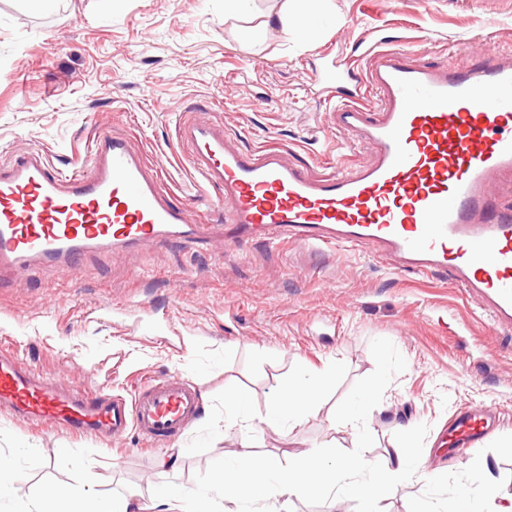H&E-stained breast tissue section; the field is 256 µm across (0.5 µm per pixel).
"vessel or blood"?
Instances as JSON below:
<instances>
[{
  "label": "vessel or blood",
  "mask_w": 512,
  "mask_h": 512,
  "mask_svg": "<svg viewBox=\"0 0 512 512\" xmlns=\"http://www.w3.org/2000/svg\"><path fill=\"white\" fill-rule=\"evenodd\" d=\"M373 58L371 82L382 95L373 106L354 68L326 65L318 74L338 99L337 126L377 147L362 169L316 179L276 148H230L223 126L181 125L203 184L223 187L225 241L374 248L399 271L448 274L494 326L512 329V210L493 194L494 186L512 187V53L487 46L468 71L435 70L396 48ZM213 231L167 199L119 135H98L84 170H55L36 147L0 165V269L19 276L37 262L73 275L87 253ZM94 380L45 379L0 347V406L27 426L51 423L76 438L116 443L134 431L161 448L191 426L201 405L199 388L180 377L150 379L129 398L94 392ZM491 418L484 407L455 412L448 447H477Z\"/></svg>",
  "instance_id": "1"
}]
</instances>
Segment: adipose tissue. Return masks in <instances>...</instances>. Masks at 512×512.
Here are the masks:
<instances>
[{
	"instance_id": "obj_1",
	"label": "adipose tissue",
	"mask_w": 512,
	"mask_h": 512,
	"mask_svg": "<svg viewBox=\"0 0 512 512\" xmlns=\"http://www.w3.org/2000/svg\"><path fill=\"white\" fill-rule=\"evenodd\" d=\"M320 397V385L299 381L277 400L275 413L265 423L272 428L299 424L318 413ZM419 473L420 462L405 443L380 460L353 454L329 462L316 451H302L293 454L285 468L277 458L260 457L245 448L232 470L214 473L202 490L191 492L169 485L160 500L165 512H215V504L227 499L264 502L269 504V512H278V502L306 497L322 487L358 499L364 506L363 512H379L377 505L387 487L411 481ZM463 498L492 507L493 512H512V498L501 496L497 483L483 465L473 471L464 492L449 493L450 503ZM52 502L59 512H141L136 491L109 496L70 487L55 488L47 500L20 496L18 512H49Z\"/></svg>"
}]
</instances>
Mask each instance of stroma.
<instances>
[{
  "instance_id": "35a3bbf8",
  "label": "stroma",
  "mask_w": 512,
  "mask_h": 512,
  "mask_svg": "<svg viewBox=\"0 0 512 512\" xmlns=\"http://www.w3.org/2000/svg\"><path fill=\"white\" fill-rule=\"evenodd\" d=\"M287 0H0V163L28 147L52 165L77 163L100 133L125 136L157 172L173 202L195 173L178 128L196 114L223 123L240 149L271 146L317 177L375 157L371 142L339 129L316 80L324 64L354 62L369 82L370 44H430L432 68L468 70L484 37L512 48V0H329L308 40L286 36ZM45 376L81 383L94 371L102 393L129 395L137 376L175 373L197 384L202 411L224 413V393L247 395L256 429L215 436L202 422L167 450L75 438L52 425L26 427L0 409V458L14 460L21 492L60 485L107 494L138 491L154 512L172 479L201 488L241 448L277 456L331 450L370 458L409 442L424 476L387 489L380 512H448L486 460L512 495V332L490 325L449 276L401 273L358 248L321 254L283 241L228 244L223 234L151 241L87 255L75 277L40 266L23 279L0 273V344ZM325 377L322 406L290 428L263 423L297 377ZM375 391L378 412L358 435L331 429L341 409ZM496 408L500 423L479 449L438 447L449 416ZM92 460L82 471L77 459Z\"/></svg>"
}]
</instances>
